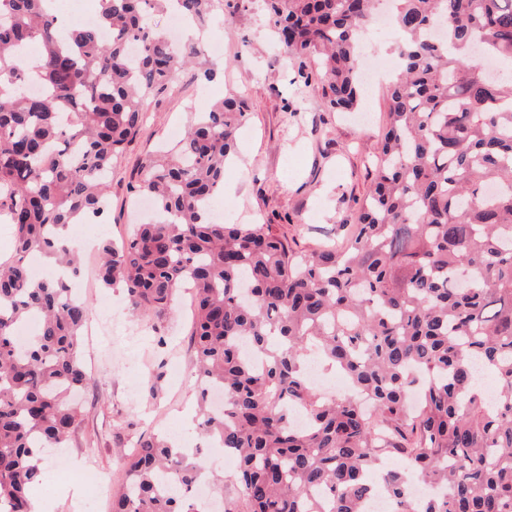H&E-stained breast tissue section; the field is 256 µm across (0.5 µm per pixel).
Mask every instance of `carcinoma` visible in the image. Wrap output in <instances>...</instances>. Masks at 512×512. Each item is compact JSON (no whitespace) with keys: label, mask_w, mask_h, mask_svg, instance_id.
Returning a JSON list of instances; mask_svg holds the SVG:
<instances>
[{"label":"carcinoma","mask_w":512,"mask_h":512,"mask_svg":"<svg viewBox=\"0 0 512 512\" xmlns=\"http://www.w3.org/2000/svg\"><path fill=\"white\" fill-rule=\"evenodd\" d=\"M99 2L96 25L67 29L44 0H0V223L15 231L0 261V512H32L42 455L67 447L87 380L86 302L59 278L32 279L27 259L78 271L63 229L103 215L149 95L204 55L191 40L174 51L154 12L169 2L203 26L217 5ZM375 2L266 0L284 54L306 83V60L319 59L334 108L360 101L355 57ZM395 2L389 126L349 239L299 253L271 224L210 216L246 116L225 98L194 113L176 150L141 164L134 191L154 218L102 246L98 280L122 285L134 316L166 314L191 287L196 375L224 390V412L203 410L198 427L236 459L224 512H362L390 458L404 464L382 477L400 512L409 470L447 488L420 512H512V78H486L470 52L479 43L512 68V0ZM33 43L32 67L18 50ZM31 77L43 93L27 91ZM31 315L38 336L21 347L15 329ZM312 353L358 398L318 392ZM479 368L494 377L492 400ZM206 472L162 439L140 440L112 512H199Z\"/></svg>","instance_id":"obj_1"}]
</instances>
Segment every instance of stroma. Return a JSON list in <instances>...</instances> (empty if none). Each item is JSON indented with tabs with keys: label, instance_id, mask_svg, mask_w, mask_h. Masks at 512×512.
Here are the masks:
<instances>
[{
	"label": "stroma",
	"instance_id": "obj_1",
	"mask_svg": "<svg viewBox=\"0 0 512 512\" xmlns=\"http://www.w3.org/2000/svg\"><path fill=\"white\" fill-rule=\"evenodd\" d=\"M224 20L221 55L186 68L171 88L150 98L137 135L113 163L107 212L72 225L71 236L99 241L109 231L130 233L138 222L131 187L141 161L185 133L190 111L225 96L242 98L247 112L237 134L238 160L227 167L224 191L212 204L226 223L276 225L304 252L336 242L355 224L388 122L387 83L364 87L358 111H336L322 82H303L295 61L279 52L263 0L225 9ZM124 322L132 344L109 348L106 367L80 397L84 417L68 447L45 456L43 489L53 512H72L67 486L90 498L87 471L120 488L139 439L165 433L187 448L199 444L189 297L163 317L128 314Z\"/></svg>",
	"mask_w": 512,
	"mask_h": 512
}]
</instances>
